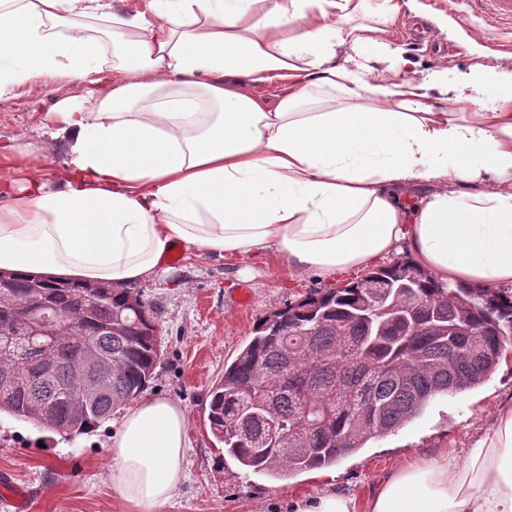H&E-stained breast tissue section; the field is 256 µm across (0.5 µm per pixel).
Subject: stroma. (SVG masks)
Wrapping results in <instances>:
<instances>
[{
    "instance_id": "obj_1",
    "label": "stroma",
    "mask_w": 512,
    "mask_h": 512,
    "mask_svg": "<svg viewBox=\"0 0 512 512\" xmlns=\"http://www.w3.org/2000/svg\"><path fill=\"white\" fill-rule=\"evenodd\" d=\"M390 27L402 57L399 78L431 83L430 100L446 97L448 82L474 70L512 71V34L486 28L465 0H406ZM58 100L49 82L0 98V138L29 148L51 145L55 170L63 169L68 152L54 135ZM176 255L134 285L154 306L161 336V359L145 393L180 403L189 421L187 479L161 512H290L292 501L330 488L365 496L388 473L420 459L463 456L495 411L512 403L511 344L483 385L435 398L420 416L332 467L284 480L241 475L210 432L209 389L266 316L360 273L292 277L276 255L229 263L182 248ZM243 286L250 302L241 307L235 295ZM120 418L113 413L94 432L71 438L0 413V474L25 492L26 512H133L111 481L108 447Z\"/></svg>"
}]
</instances>
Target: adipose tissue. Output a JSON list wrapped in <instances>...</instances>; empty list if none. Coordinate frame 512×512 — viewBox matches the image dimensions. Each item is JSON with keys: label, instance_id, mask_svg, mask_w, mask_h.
Returning a JSON list of instances; mask_svg holds the SVG:
<instances>
[{"label": "adipose tissue", "instance_id": "obj_1", "mask_svg": "<svg viewBox=\"0 0 512 512\" xmlns=\"http://www.w3.org/2000/svg\"><path fill=\"white\" fill-rule=\"evenodd\" d=\"M400 0H0V96L63 93L69 142L48 154L0 141V268L126 288L177 246L220 258L277 251L295 273L367 269L407 249L433 278L512 286V96L477 70L442 103L396 74ZM105 21V54L84 19ZM280 82L275 102L252 87ZM85 92L68 98L70 85ZM431 186L404 204L394 188ZM470 184L456 194L449 182ZM188 417L142 399L112 438L113 485L159 512L185 478ZM292 512H512V406L464 463L428 459L368 500L336 490Z\"/></svg>", "mask_w": 512, "mask_h": 512}]
</instances>
